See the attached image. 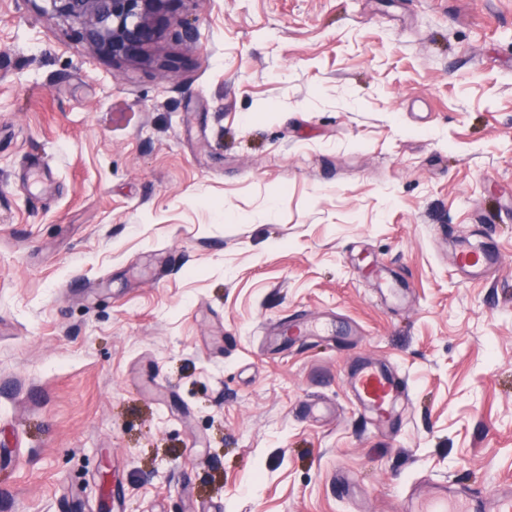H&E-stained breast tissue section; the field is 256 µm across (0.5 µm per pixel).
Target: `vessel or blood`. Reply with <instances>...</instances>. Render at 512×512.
Masks as SVG:
<instances>
[{
    "mask_svg": "<svg viewBox=\"0 0 512 512\" xmlns=\"http://www.w3.org/2000/svg\"><path fill=\"white\" fill-rule=\"evenodd\" d=\"M497 261L495 252L478 253L463 245L453 257L454 264L475 279L481 278ZM350 387L358 403L382 413L400 392L402 383L375 364L364 362L353 374ZM408 512H512V485L487 496L455 492L444 485H427L412 495Z\"/></svg>",
    "mask_w": 512,
    "mask_h": 512,
    "instance_id": "vessel-or-blood-1",
    "label": "vessel or blood"
}]
</instances>
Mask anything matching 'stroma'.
<instances>
[{
    "label": "stroma",
    "mask_w": 512,
    "mask_h": 512,
    "mask_svg": "<svg viewBox=\"0 0 512 512\" xmlns=\"http://www.w3.org/2000/svg\"><path fill=\"white\" fill-rule=\"evenodd\" d=\"M44 7L0 0V512L512 484V0H175L122 64ZM497 261L498 253L492 251L474 252L464 244L459 245L453 257V263L470 274L472 279L481 278ZM350 387L355 400L386 414L388 403L402 387L401 381L371 362H363L353 374Z\"/></svg>",
    "instance_id": "1"
}]
</instances>
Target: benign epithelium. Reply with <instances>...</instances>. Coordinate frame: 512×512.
Wrapping results in <instances>:
<instances>
[{
	"instance_id": "7a95c632",
	"label": "benign epithelium",
	"mask_w": 512,
	"mask_h": 512,
	"mask_svg": "<svg viewBox=\"0 0 512 512\" xmlns=\"http://www.w3.org/2000/svg\"><path fill=\"white\" fill-rule=\"evenodd\" d=\"M52 15L80 26L89 49L112 62L133 61L156 43L163 32L179 28L188 42L197 28L170 15L174 0H47Z\"/></svg>"
}]
</instances>
